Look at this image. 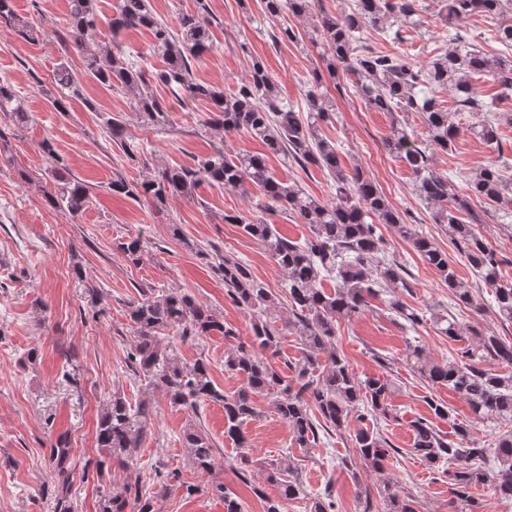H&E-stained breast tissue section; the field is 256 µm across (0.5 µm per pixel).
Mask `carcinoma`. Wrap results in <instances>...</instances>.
Masks as SVG:
<instances>
[{
	"label": "carcinoma",
	"mask_w": 512,
	"mask_h": 512,
	"mask_svg": "<svg viewBox=\"0 0 512 512\" xmlns=\"http://www.w3.org/2000/svg\"><path fill=\"white\" fill-rule=\"evenodd\" d=\"M266 11L310 18L312 33L322 41V59L329 73L343 64L354 78L356 91L366 103L380 112H416L423 115L427 141L412 137L405 118L395 117L384 148L410 171L413 191L420 200L436 209L435 220L446 224L451 239L461 244V251L484 285L492 289L497 317L512 322V285L500 282L497 252L476 236L473 225L478 218L462 221L458 214L468 210V201L457 192L449 176L432 167V149L443 152L452 146L458 126L457 112H489L493 103L481 98L474 75L492 78L503 94L512 93V0H440L438 16L450 28L448 41L454 43L446 54L417 65L403 55L384 54L359 49L358 32L371 26L392 40H400L401 29L389 24L401 19L403 26L422 25L418 0H353L350 11L339 15L316 10V0H265ZM481 14L497 19V37L505 48L502 55H488L451 32L458 21ZM0 23L28 41L37 42L44 31L19 16L13 0H0ZM95 0H70L69 19L55 30V40L62 56L55 68V82L62 94L51 97L57 112H68L73 99L84 98V88L70 66L71 52L81 56L83 72L111 89L119 88L131 96L135 111L152 121L164 111L154 95L146 71L112 44L98 43L90 48L86 36L97 27ZM211 15L207 0H197V9L178 17L172 27L157 18L149 0H119L110 19L112 32L146 28L153 37V52L162 57L165 67L154 80L169 87L179 100L206 102L208 113L204 127L241 132L262 142L268 152L281 154L301 167L313 165L327 173L336 190L333 202H322L305 193L297 183H287L271 170L263 153L225 154L218 150L196 157L190 164L166 166L153 177L129 182L118 177L109 183L114 195L144 199L154 205L194 196L203 184L230 188L253 186L260 191L262 208L278 209L296 215L297 223L309 226L311 236L299 243L282 235L276 225L261 219L226 215L224 221L237 224L247 235L259 240L282 271L288 290V317L275 315L280 298L254 278L239 259L224 255L212 268L224 280L227 296L251 315L252 338L241 343L224 358V369L243 376L244 385L233 393L217 388L211 380L207 363L198 359L188 365L180 361L174 348L160 343L159 334L172 331L186 337L219 334L237 336L235 329L218 319L206 304L179 289L155 293L139 291L127 305L128 327L134 341L127 355L128 366L147 380V385L161 389L172 406L197 410L208 402L224 407V437L240 448L248 447L244 425L258 416L254 397L272 396L274 411L286 423L294 444L309 448L319 434H330L348 427L356 420L360 426L353 433V443L360 458L375 469L399 454L379 433L364 422L380 415L395 420L389 403L395 382L385 376L357 377L349 363L335 350L336 326L361 314L369 299L379 289H390L389 310L413 328L424 315L404 302L398 289L409 290L405 268L388 260L376 234V225L390 224L407 237L423 261L438 271L458 305L472 306L471 288L448 261L447 252L432 240L412 231L400 222L396 212L375 182L355 166L346 170L339 158L337 145L319 135L320 122L329 118L333 103L321 90L319 75H314L306 93L307 117L279 101L278 89L264 66L255 61L248 78L234 91L199 80L193 72L194 62L213 48L210 32ZM455 95V109H445L435 98L438 89ZM0 114L17 127L30 121L25 100L13 85L0 80ZM113 142L125 146V125L110 117L105 121ZM479 138L497 150V159L480 168L469 180L468 190L492 204L497 211H512V167L504 157L495 123L487 121L477 127ZM43 156L53 163V191L45 201L53 209L79 215L90 207L93 194L81 179L68 173L54 140L44 138L38 144ZM119 251L134 264L147 253L146 243L135 237L117 244ZM335 282L331 291L323 282ZM435 324L451 340L463 335L452 316L436 314ZM296 335L300 358L283 362L290 374L281 372L275 358L280 355L284 331ZM482 352L507 365L512 364V342L494 334L478 336ZM418 372L433 387L446 386L458 393L475 417L512 424V376H502L476 366V357L466 351L455 362H421L422 349H411ZM151 424L149 408L131 405L119 392L103 408L97 422V444L104 456L96 463L101 473L117 461L122 469L130 468L132 452L144 441ZM411 453L430 468L454 466L448 472L451 492L468 512H480V503L470 490L484 484L494 487L504 499H512V430L503 432L486 448H470L469 429L455 427V439L446 440L432 427L431 421L419 418L412 424ZM192 460L203 473L215 464L218 448L202 429H190L184 435ZM58 481L55 490L57 512H68L70 448L64 442L52 449ZM277 485L270 496L263 483ZM265 482L252 485L262 501L263 512H284L285 503L300 498L303 486L291 465L271 464ZM383 512H417L409 494H400L387 484L380 491ZM154 512L151 500L139 494V478L123 485L122 492L101 502V512Z\"/></svg>",
	"instance_id": "cac0c4a2"
}]
</instances>
